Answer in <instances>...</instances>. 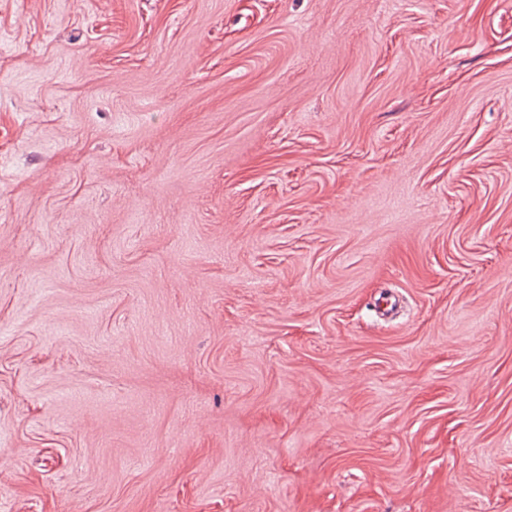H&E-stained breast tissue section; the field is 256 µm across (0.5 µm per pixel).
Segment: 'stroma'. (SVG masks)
<instances>
[{"label": "stroma", "mask_w": 512, "mask_h": 512, "mask_svg": "<svg viewBox=\"0 0 512 512\" xmlns=\"http://www.w3.org/2000/svg\"><path fill=\"white\" fill-rule=\"evenodd\" d=\"M512 512V0H0V512Z\"/></svg>", "instance_id": "1"}]
</instances>
